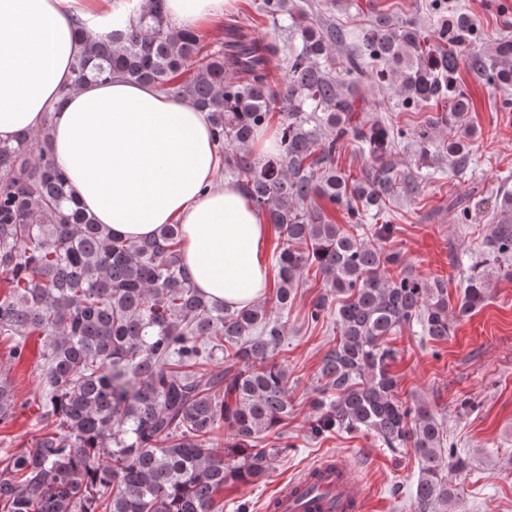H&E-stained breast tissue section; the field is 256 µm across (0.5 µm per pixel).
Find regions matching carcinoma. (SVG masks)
Here are the masks:
<instances>
[{
    "label": "carcinoma",
    "mask_w": 512,
    "mask_h": 512,
    "mask_svg": "<svg viewBox=\"0 0 512 512\" xmlns=\"http://www.w3.org/2000/svg\"><path fill=\"white\" fill-rule=\"evenodd\" d=\"M254 8L270 27L287 22L288 42L232 27L207 42L172 28L163 0H146L106 40L80 25L71 87L117 74L210 112L224 172L282 238L276 304L288 309L313 270L325 292L307 319L336 313L340 336L322 358L311 435L359 431L394 451L413 448L417 512H433L455 496L446 471L469 463L445 451L441 418L397 395L386 337L418 322L428 339L445 340L454 321L483 303L488 266L512 254V192H504L503 216L455 305L444 277L428 282L399 268V254L384 247L395 225L354 234L335 223L328 210L336 206L352 226L384 215L397 184L389 157L407 135L366 116L379 102L340 79L335 50L350 46L348 72L366 68L379 87L400 83L406 111L444 103L433 124L471 138L472 102L454 81L456 46L471 47L474 73L502 87L512 85V40L485 53L480 26L442 0L433 45L385 16L354 28L323 23L310 0H254ZM274 62L285 73L281 84L271 80ZM278 108L279 152L258 156L253 139ZM348 141L376 163L364 182L336 168ZM443 148L457 170L469 167L468 145L452 138ZM181 246L178 224L142 240L106 231L72 195L47 129L0 143V281L8 288L0 336L13 362L26 356L29 337H44L36 422L52 425L30 450L0 459V512H221L224 486L258 482L288 447L280 433L265 442L290 412L277 361L283 323L261 303L230 311L206 299L183 271ZM16 410L13 383L0 372V424ZM221 423L232 438L219 457L209 444Z\"/></svg>",
    "instance_id": "obj_1"
}]
</instances>
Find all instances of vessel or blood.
Instances as JSON below:
<instances>
[{
  "mask_svg": "<svg viewBox=\"0 0 512 512\" xmlns=\"http://www.w3.org/2000/svg\"><path fill=\"white\" fill-rule=\"evenodd\" d=\"M306 474L315 477L322 489L330 491V498L315 500L302 496L300 485L295 482L273 498V512H332L336 507L342 512H358L361 500L355 483L339 460L324 458L309 467Z\"/></svg>",
  "mask_w": 512,
  "mask_h": 512,
  "instance_id": "b4317fda",
  "label": "vessel or blood"
}]
</instances>
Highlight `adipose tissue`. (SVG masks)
I'll use <instances>...</instances> for the list:
<instances>
[{
    "instance_id": "adipose-tissue-1",
    "label": "adipose tissue",
    "mask_w": 512,
    "mask_h": 512,
    "mask_svg": "<svg viewBox=\"0 0 512 512\" xmlns=\"http://www.w3.org/2000/svg\"><path fill=\"white\" fill-rule=\"evenodd\" d=\"M231 0H165L168 21L222 23ZM128 0H0V142L52 113L57 166L76 199L112 234L138 240L177 224L181 263L204 296L251 306L271 278V226L246 194L218 177L208 112L151 85L93 81L61 95L79 51L77 24L104 37L127 27Z\"/></svg>"
}]
</instances>
